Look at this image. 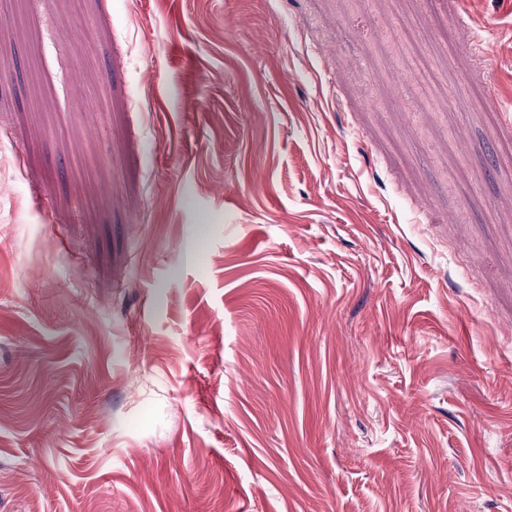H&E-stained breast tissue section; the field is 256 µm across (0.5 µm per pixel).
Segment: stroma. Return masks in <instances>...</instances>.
<instances>
[{"label":"stroma","instance_id":"obj_1","mask_svg":"<svg viewBox=\"0 0 512 512\" xmlns=\"http://www.w3.org/2000/svg\"><path fill=\"white\" fill-rule=\"evenodd\" d=\"M2 31L0 512H512V0Z\"/></svg>","mask_w":512,"mask_h":512}]
</instances>
